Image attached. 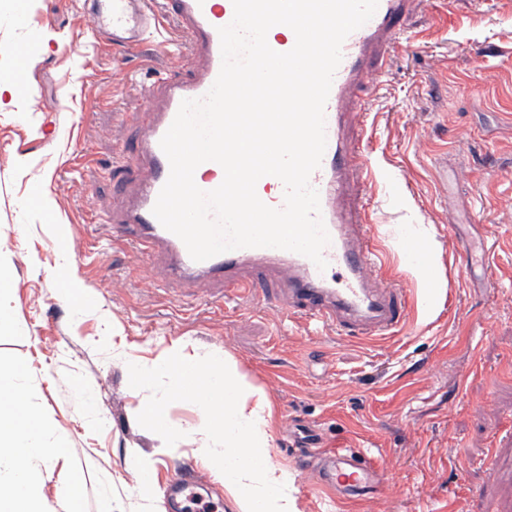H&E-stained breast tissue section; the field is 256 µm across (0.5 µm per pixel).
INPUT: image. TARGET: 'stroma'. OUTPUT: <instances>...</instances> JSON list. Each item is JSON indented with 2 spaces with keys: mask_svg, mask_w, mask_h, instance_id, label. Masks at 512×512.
I'll return each mask as SVG.
<instances>
[{
  "mask_svg": "<svg viewBox=\"0 0 512 512\" xmlns=\"http://www.w3.org/2000/svg\"><path fill=\"white\" fill-rule=\"evenodd\" d=\"M0 0V45L23 49V107L0 108V367L70 448L36 475L49 512H169L180 467L197 470L237 512L198 455L200 413L169 397L175 436L160 447L145 394L169 396L167 377L131 389L125 356L145 364L178 349L228 353L271 408L272 453L293 476L298 512H443L449 498L512 512V0H420L415 41L392 49L379 90H363L375 179L363 200L390 254L382 278L409 292L406 324L361 341L303 321L284 323L260 300L228 306L206 286L152 280L114 244L107 220L122 197L112 162L157 106L140 54L81 48L91 25L80 0ZM415 240L430 275L402 258ZM486 244L492 268L464 264L459 243ZM371 453L373 497L356 501L303 478L298 445ZM139 457L151 472L138 492Z\"/></svg>",
  "mask_w": 512,
  "mask_h": 512,
  "instance_id": "stroma-1",
  "label": "stroma"
}]
</instances>
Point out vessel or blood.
<instances>
[{"mask_svg":"<svg viewBox=\"0 0 512 512\" xmlns=\"http://www.w3.org/2000/svg\"><path fill=\"white\" fill-rule=\"evenodd\" d=\"M419 0H378L374 16L347 36L325 105L326 150L310 184L320 195L329 244L326 269L306 256L275 248H240L210 259L192 260L182 240L152 213L170 173L160 140L182 100L206 95L221 68L219 27L234 16L232 0H83L92 16L90 38L122 53L141 50L153 34L178 59L176 71L158 75L148 92L163 106L143 127L132 165L151 170L118 219L112 239L148 265L162 264L168 279L184 284L202 280L225 299L253 296L283 315L336 329L347 337L371 340L398 329L407 311V294L396 281H382L379 270L388 252L370 232L371 214L357 201L358 184L368 174L361 144L368 133L359 89L379 86L389 50L407 29ZM203 67H196V59ZM344 478L362 498L373 493L378 471L368 457L336 448L324 455L315 479L323 486ZM199 483L194 469L182 470L169 486L170 499H187Z\"/></svg>","mask_w":512,"mask_h":512,"instance_id":"b4317fda","label":"vessel or blood"}]
</instances>
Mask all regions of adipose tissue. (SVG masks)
<instances>
[{
    "label": "adipose tissue",
    "mask_w": 512,
    "mask_h": 512,
    "mask_svg": "<svg viewBox=\"0 0 512 512\" xmlns=\"http://www.w3.org/2000/svg\"><path fill=\"white\" fill-rule=\"evenodd\" d=\"M126 367L136 376H168L172 392L197 402L201 458L217 468L238 512H296L293 478L271 452L269 403L261 391L244 390L230 358L174 350L149 367L127 357ZM17 378V371L0 369V512H45L33 476L68 447L28 403Z\"/></svg>",
    "instance_id": "ef3b65f1"
}]
</instances>
